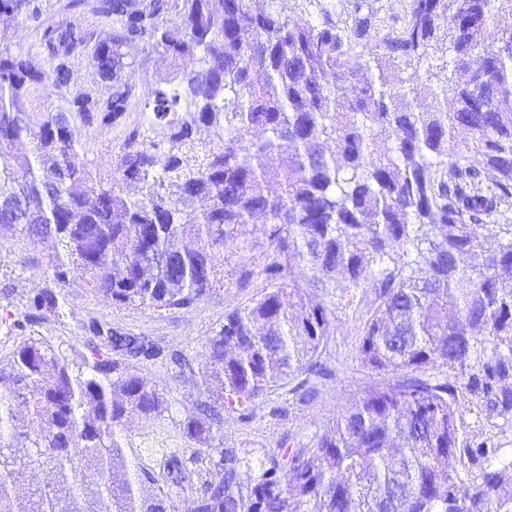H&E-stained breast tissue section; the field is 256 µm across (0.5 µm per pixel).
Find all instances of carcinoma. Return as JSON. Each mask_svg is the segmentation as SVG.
I'll return each mask as SVG.
<instances>
[{
    "label": "carcinoma",
    "instance_id": "carcinoma-1",
    "mask_svg": "<svg viewBox=\"0 0 512 512\" xmlns=\"http://www.w3.org/2000/svg\"><path fill=\"white\" fill-rule=\"evenodd\" d=\"M251 2L67 0L112 20L90 55L108 89L97 99L68 88L80 29L43 28L47 71L1 31L0 241L51 237L57 280L75 267L112 303L159 311L224 287L214 254L253 248L248 225L264 219L271 288L208 340L205 378L220 387L183 421L201 444L220 410L246 417L278 382L312 392L335 311L303 283L374 290L359 355L389 380L247 484V461L224 449L194 512H512L498 494L512 456L459 428L463 393L512 415V28L482 48L512 0H409L358 65L375 26L366 0L342 24L331 0H292L289 15L282 0ZM0 14L42 18L39 0H0ZM132 42L170 60L147 86L153 135L131 130L112 165L91 170L69 119L122 122ZM33 84L66 107L28 111ZM102 340L126 358L157 355L118 331ZM2 382L0 512H167L118 435L131 413L163 416L164 390L124 362L77 364L37 339L0 360ZM20 454L53 473L23 508Z\"/></svg>",
    "mask_w": 512,
    "mask_h": 512
}]
</instances>
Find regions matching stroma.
Wrapping results in <instances>:
<instances>
[{
	"label": "stroma",
	"instance_id": "1",
	"mask_svg": "<svg viewBox=\"0 0 512 512\" xmlns=\"http://www.w3.org/2000/svg\"><path fill=\"white\" fill-rule=\"evenodd\" d=\"M66 0H43L46 24L58 25L72 19L90 36L91 43L79 48L71 59L70 87L98 97L106 89L97 83L88 64L92 43L104 39L112 30L110 20L91 13L69 17ZM0 30L12 37L13 51L27 55L40 69L51 62L42 46V31L21 21L0 16ZM134 65L126 69L124 79L134 85L136 96H143L146 83L154 75L165 73L168 63L148 56L143 44L128 49ZM152 113L140 104H132L121 124L112 127L89 126L80 118L70 120V130L81 147L79 159L91 166L112 162L127 133L136 129L151 131ZM265 227H250L253 249L235 252L224 249L216 256L218 268L224 271L220 291L190 306L171 310L129 309L112 303L85 283L78 270H71L66 282H57L52 263L57 251L52 239H30L19 235L0 245V358L12 355L28 338H39L71 360L95 357L113 358V351L103 346L98 331L117 330L142 336L160 348L152 360L135 361L136 372L169 395L168 412L159 418L132 415L119 436L129 461L146 467L157 485L168 497L171 512H192L194 493L189 483L177 482L167 472L171 454L189 457L197 448L183 434L182 422L197 404L207 398L201 384L205 345L224 322L225 311L244 307L262 296L269 286L262 269L268 261ZM248 267L253 277L248 287L237 283L241 267ZM48 291L57 298L55 308L34 310L31 298ZM371 291H364L360 301L352 305L326 296L327 305L335 309V322L327 338L321 360L327 374L318 378L314 394L286 404L284 389H276L256 400L249 418L228 413L224 416L221 436L211 443V454L222 449H237L258 474L263 464L283 458L302 448L313 447L317 435L326 424L349 409L360 391L372 383L384 382V375L364 366L358 355V327L373 309ZM182 356L183 365L172 362V355ZM460 430L465 438L489 437L504 451L512 450V416L486 417L481 406L469 395L459 397Z\"/></svg>",
	"mask_w": 512,
	"mask_h": 512
}]
</instances>
